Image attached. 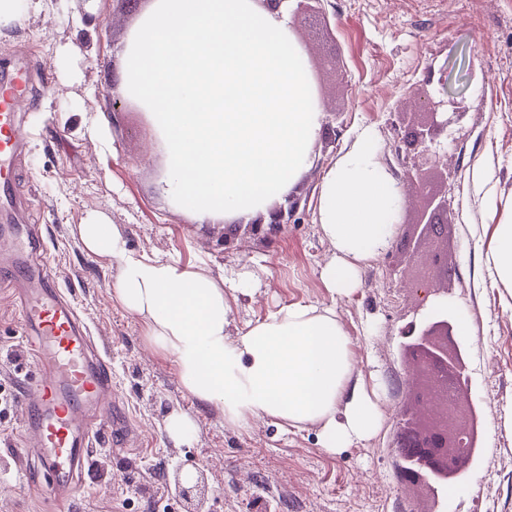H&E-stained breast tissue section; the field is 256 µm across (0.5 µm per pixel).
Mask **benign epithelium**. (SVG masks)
<instances>
[{
  "instance_id": "benign-epithelium-1",
  "label": "benign epithelium",
  "mask_w": 512,
  "mask_h": 512,
  "mask_svg": "<svg viewBox=\"0 0 512 512\" xmlns=\"http://www.w3.org/2000/svg\"><path fill=\"white\" fill-rule=\"evenodd\" d=\"M440 97L425 92L421 120L407 125H392L393 148L403 168V176L422 195L417 220L408 233L397 236L396 249L411 266L427 272L411 283L417 308L432 301L431 313L413 319L399 331V347L406 358L404 372L391 379L404 394V404L397 414V477L404 486L427 490L434 504L448 497V488L464 475V466L473 461L478 447L479 415L468 398L469 376L465 354L448 318V285L458 276L456 264L448 262V224L452 209L448 189L434 188V181L448 182V176L436 174L429 167L448 136V127L459 123L465 113L448 111L450 98L460 92L449 74L438 80ZM300 198L293 193L283 196V203L270 210L269 221L263 217L249 221L254 231L276 236L285 224H298ZM195 473L180 474L179 495L187 500L199 487Z\"/></svg>"
}]
</instances>
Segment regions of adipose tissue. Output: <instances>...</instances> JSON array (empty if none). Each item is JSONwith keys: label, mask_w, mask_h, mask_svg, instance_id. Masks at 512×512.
Masks as SVG:
<instances>
[{"label": "adipose tissue", "mask_w": 512, "mask_h": 512, "mask_svg": "<svg viewBox=\"0 0 512 512\" xmlns=\"http://www.w3.org/2000/svg\"><path fill=\"white\" fill-rule=\"evenodd\" d=\"M374 140L363 128L320 184V230L334 249L320 277L341 298L356 288L361 263L390 246L401 202ZM77 232L90 253L115 263L113 295L142 322L150 344L175 358L184 389L226 424L243 428L270 418L313 426L330 452L376 434L382 412L355 369L352 339L335 307L289 303L237 330L224 280L127 250L117 226L102 215ZM488 263L491 286L512 292V205L494 226Z\"/></svg>", "instance_id": "1"}]
</instances>
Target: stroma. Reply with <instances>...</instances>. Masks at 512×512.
Listing matches in <instances>:
<instances>
[{
  "mask_svg": "<svg viewBox=\"0 0 512 512\" xmlns=\"http://www.w3.org/2000/svg\"><path fill=\"white\" fill-rule=\"evenodd\" d=\"M136 19L117 0H94L89 11L82 0H43L23 22L0 29V75L26 62L47 89L21 117L29 147L15 165L16 198L41 228L56 286L106 352L134 426L129 451L115 452L111 437L99 439L95 462L70 496L50 494L49 475L23 452L17 395L38 365L13 275L1 269L0 387L12 399L0 403V512H188L175 486L180 469L202 472L204 512H413L415 493L395 474L398 406L388 387L402 370L398 330L414 315L407 268L396 255L363 263L354 292L333 299L320 278L333 248L319 230L318 195L326 170L362 127L374 131L385 171H399L391 125L417 120L428 75L455 58L466 61L468 87L457 100L466 117L449 128L436 164L449 171L448 254L459 273L448 312L471 324L461 343L482 431L466 483L442 508L512 512V295L487 280L490 218L474 185L477 170H491L497 203L512 199V0H321L316 16L289 13L330 132L315 140L294 186L302 223L283 225L273 238L256 231L225 238L223 225L194 223L158 193L165 155L146 112L127 99L120 111L111 107ZM92 213L118 225L133 252L216 277L258 276L259 294L240 295L233 306L236 324L290 302L335 306L357 368L378 388L377 434L329 453L316 428L260 418L238 429L202 408L181 386L173 358L152 349L138 319L112 296L111 260L88 254L75 235ZM174 410L196 421L183 444L165 429Z\"/></svg>",
  "mask_w": 512,
  "mask_h": 512,
  "instance_id": "35a3bbf8",
  "label": "stroma"
}]
</instances>
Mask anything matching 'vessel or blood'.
<instances>
[{
    "mask_svg": "<svg viewBox=\"0 0 512 512\" xmlns=\"http://www.w3.org/2000/svg\"><path fill=\"white\" fill-rule=\"evenodd\" d=\"M29 95L28 69L0 82V207L14 204V165L23 151L19 109ZM0 238L9 244L7 267L14 277L38 283L16 296L30 350L41 366L40 377L21 397L43 466L60 473L51 488L60 499L83 475L98 435H124L128 425L106 361L73 304L49 282L35 227L6 224L0 226Z\"/></svg>",
    "mask_w": 512,
    "mask_h": 512,
    "instance_id": "vessel-or-blood-1",
    "label": "vessel or blood"
}]
</instances>
